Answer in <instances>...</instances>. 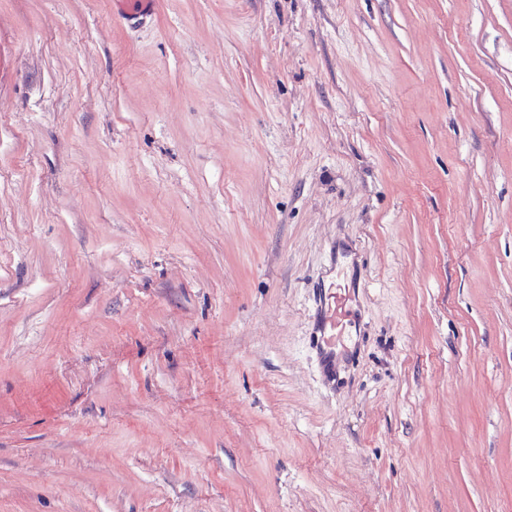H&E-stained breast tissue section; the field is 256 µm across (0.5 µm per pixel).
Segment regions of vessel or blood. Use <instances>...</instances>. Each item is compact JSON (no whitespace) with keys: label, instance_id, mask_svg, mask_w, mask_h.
I'll return each instance as SVG.
<instances>
[{"label":"vessel or blood","instance_id":"vessel-or-blood-1","mask_svg":"<svg viewBox=\"0 0 512 512\" xmlns=\"http://www.w3.org/2000/svg\"><path fill=\"white\" fill-rule=\"evenodd\" d=\"M109 4L114 20L126 26H136L154 18L157 0H109ZM352 302L349 288L339 283L324 291L319 300L313 344L322 370L334 369L337 350L355 325Z\"/></svg>","mask_w":512,"mask_h":512}]
</instances>
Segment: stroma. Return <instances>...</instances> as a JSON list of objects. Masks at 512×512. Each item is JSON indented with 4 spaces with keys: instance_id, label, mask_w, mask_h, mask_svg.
Returning <instances> with one entry per match:
<instances>
[{
    "instance_id": "35a3bbf8",
    "label": "stroma",
    "mask_w": 512,
    "mask_h": 512,
    "mask_svg": "<svg viewBox=\"0 0 512 512\" xmlns=\"http://www.w3.org/2000/svg\"><path fill=\"white\" fill-rule=\"evenodd\" d=\"M0 512H512V0H0ZM109 4L114 20L125 26H136L154 18L157 0H110ZM353 296L350 289L339 281L324 289L319 299L315 316L313 346L316 349L318 363L323 372L334 370L336 355L345 336H349L355 327V319L351 310Z\"/></svg>"
}]
</instances>
